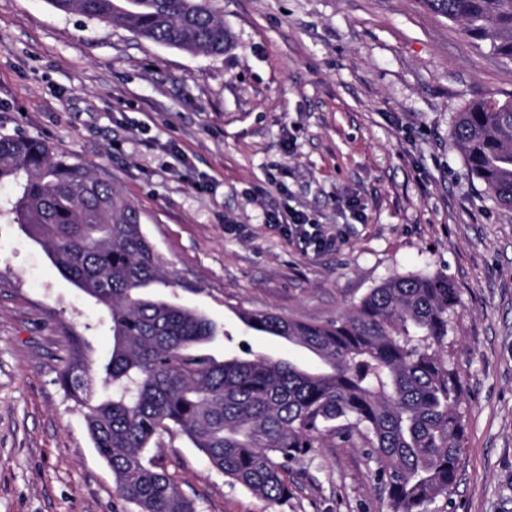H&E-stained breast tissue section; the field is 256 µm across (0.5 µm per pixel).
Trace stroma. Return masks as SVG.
Segmentation results:
<instances>
[{
	"instance_id": "stroma-1",
	"label": "stroma",
	"mask_w": 512,
	"mask_h": 512,
	"mask_svg": "<svg viewBox=\"0 0 512 512\" xmlns=\"http://www.w3.org/2000/svg\"><path fill=\"white\" fill-rule=\"evenodd\" d=\"M222 55L192 54L49 0H0V135L46 142L109 181L177 280L165 297L216 323V357L311 369L238 309L327 323L395 276L447 275L448 361L465 427L437 512H512V211L450 138L469 103L512 97V59L422 0H220ZM304 213L313 251L269 214ZM80 345L112 352L106 309L0 219V512H136L62 388ZM162 460L196 512H388L362 449L326 438L270 503L230 489L182 437Z\"/></svg>"
}]
</instances>
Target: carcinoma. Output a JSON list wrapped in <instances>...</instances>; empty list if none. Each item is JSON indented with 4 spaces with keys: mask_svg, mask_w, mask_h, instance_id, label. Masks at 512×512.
Segmentation results:
<instances>
[{
    "mask_svg": "<svg viewBox=\"0 0 512 512\" xmlns=\"http://www.w3.org/2000/svg\"><path fill=\"white\" fill-rule=\"evenodd\" d=\"M48 2L186 52L222 54L227 43L218 0ZM422 2L512 59V0ZM450 136L471 177L512 210V98L468 105ZM3 183L14 195L0 214L109 311L107 363L95 370L73 354L60 384L83 408L118 500L137 512H195L161 457L148 454L163 437L184 436L229 487L278 502L291 494L288 465L331 436L365 449L390 512H437L432 505L457 483L464 436L462 387L447 358L458 302L447 276L393 277L328 323L238 312L249 330L308 350L320 370L249 347L218 360L199 352L217 336L203 312L148 293L176 282L112 183L21 135L0 136Z\"/></svg>",
    "mask_w": 512,
    "mask_h": 512,
    "instance_id": "1",
    "label": "carcinoma"
}]
</instances>
